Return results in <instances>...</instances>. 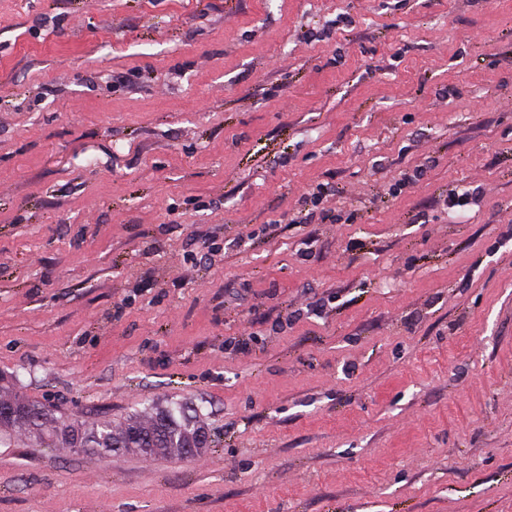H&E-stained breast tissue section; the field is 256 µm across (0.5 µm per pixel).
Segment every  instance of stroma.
<instances>
[{
    "instance_id": "35a3bbf8",
    "label": "stroma",
    "mask_w": 512,
    "mask_h": 512,
    "mask_svg": "<svg viewBox=\"0 0 512 512\" xmlns=\"http://www.w3.org/2000/svg\"><path fill=\"white\" fill-rule=\"evenodd\" d=\"M16 396L214 442L0 512H512V0H0Z\"/></svg>"
}]
</instances>
